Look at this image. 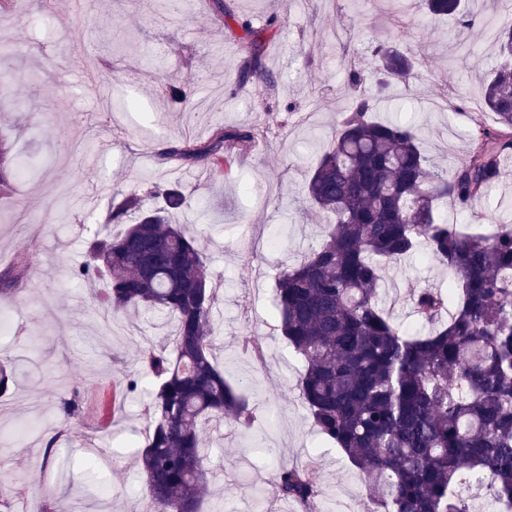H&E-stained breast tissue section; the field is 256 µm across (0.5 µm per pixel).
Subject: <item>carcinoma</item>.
Wrapping results in <instances>:
<instances>
[{"mask_svg": "<svg viewBox=\"0 0 512 512\" xmlns=\"http://www.w3.org/2000/svg\"><path fill=\"white\" fill-rule=\"evenodd\" d=\"M434 16H454L472 28L477 16L461 0H411ZM222 18L241 28L247 47L240 77H265L263 34L283 27L277 14L256 28L216 0ZM499 61L483 84L488 124L473 112L466 155L453 174L433 161L419 129L404 120L372 118L385 91L410 85L420 62L383 43L375 45V80L349 66L357 89L336 125L332 144L305 187L326 218L318 246L275 275V309L282 336L303 363L299 396L313 429L336 445L372 488L365 512H475L481 490L494 512H512V224L481 226L478 210L512 154V18L498 29ZM260 128L217 127L207 140L175 138L159 152L163 163L199 162L220 174ZM19 156L0 134V193L19 176ZM166 214L144 196L112 202L104 224L74 272L108 282L99 305L120 318L155 310L177 317L169 347L148 345L143 369L156 379L147 405V443L138 452L151 512H201L209 493L203 425L230 421L248 429L256 404L224 378L214 362L218 297L205 254L185 224L168 214L188 206L191 191L155 185ZM457 203L460 220L444 208ZM122 225L118 234L112 226ZM425 254L448 270V292L420 288L410 295L414 315L432 329L420 334L383 307L388 266ZM26 264L0 271L11 291ZM16 477L0 471V508L10 512ZM278 496L315 512L321 496L313 470L279 468Z\"/></svg>", "mask_w": 512, "mask_h": 512, "instance_id": "cac0c4a2", "label": "carcinoma"}]
</instances>
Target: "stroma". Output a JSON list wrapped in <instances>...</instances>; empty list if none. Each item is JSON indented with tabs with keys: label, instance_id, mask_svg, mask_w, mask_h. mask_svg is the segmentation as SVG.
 <instances>
[{
	"label": "stroma",
	"instance_id": "obj_1",
	"mask_svg": "<svg viewBox=\"0 0 512 512\" xmlns=\"http://www.w3.org/2000/svg\"><path fill=\"white\" fill-rule=\"evenodd\" d=\"M214 0H185L169 13L163 0H8L0 7V74L11 79L0 105V132L26 161L14 191L0 196V268L16 256L28 267L20 288L0 293L12 326L28 328L29 351L13 333L0 334V361L15 384L0 417V441L24 466L26 482L13 512H42L47 499L69 512H144L143 479L133 455L143 448V414L156 383L142 378L140 347L167 344L173 319L129 315L106 323L95 304L98 284L73 272L85 260L86 241L102 224L118 193L154 183L192 188L188 208L171 214L193 225L221 282L215 360L230 382L244 383L257 402V421L244 431L225 424L207 431L210 497L206 512H298L275 492L283 465H314L320 512H358L369 488L336 447L322 443L299 397L302 365L277 329L274 277L315 248L325 224L300 208L306 180L328 149L339 112L353 90L350 61L369 66L379 41L419 55V80L406 88L418 111L424 146L442 168L455 170L466 154L468 115L449 110L466 97L482 105V76L497 62L500 0H470L478 27L465 30L449 17L408 11L404 0H229L235 13L261 25L271 12L282 32L266 33L269 80L238 83L246 52L237 25H224ZM191 82L193 100H174L169 86ZM293 109L281 134L258 137L232 171L211 175L205 164L162 166L156 151L172 136L205 140L212 128L256 126ZM93 206H83L84 198ZM264 269L257 277L256 269ZM384 306L415 326L409 294L447 290L438 263L417 257L392 268ZM261 340L258 367L241 345ZM141 388L99 437L103 410L127 378ZM80 412L60 407L72 390ZM62 450L51 465L46 438Z\"/></svg>",
	"mask_w": 512,
	"mask_h": 512
}]
</instances>
